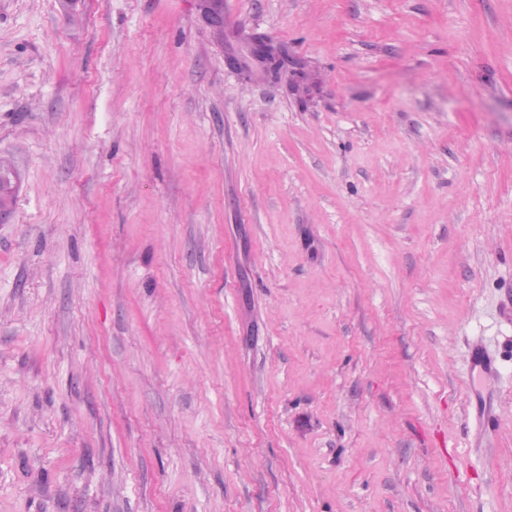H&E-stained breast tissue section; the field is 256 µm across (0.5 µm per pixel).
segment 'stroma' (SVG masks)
I'll return each instance as SVG.
<instances>
[{
	"label": "stroma",
	"instance_id": "35a3bbf8",
	"mask_svg": "<svg viewBox=\"0 0 512 512\" xmlns=\"http://www.w3.org/2000/svg\"><path fill=\"white\" fill-rule=\"evenodd\" d=\"M223 11L0 0V512H512V0ZM221 0H198L200 13L205 24L214 31L224 29V13L220 8ZM245 42L249 55L267 79H275L277 74L288 70L290 55L287 47L262 36H249Z\"/></svg>",
	"mask_w": 512,
	"mask_h": 512
}]
</instances>
